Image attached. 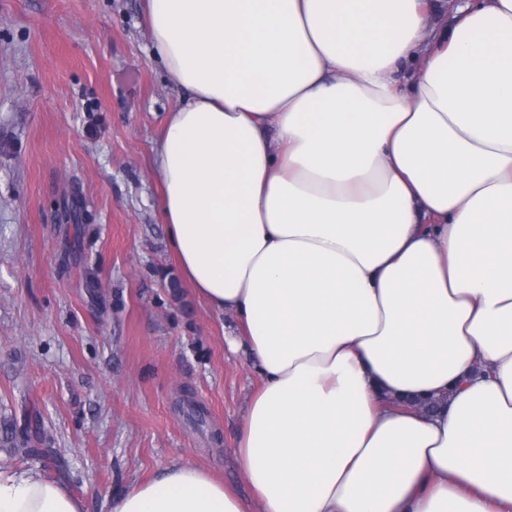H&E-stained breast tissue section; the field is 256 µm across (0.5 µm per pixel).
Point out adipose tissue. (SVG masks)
Segmentation results:
<instances>
[{"label": "adipose tissue", "mask_w": 512, "mask_h": 512, "mask_svg": "<svg viewBox=\"0 0 512 512\" xmlns=\"http://www.w3.org/2000/svg\"><path fill=\"white\" fill-rule=\"evenodd\" d=\"M146 15L186 91L153 156L168 241L261 385L249 496L183 462L106 512H512V0ZM0 512L85 505L30 468Z\"/></svg>", "instance_id": "ef3b65f1"}]
</instances>
